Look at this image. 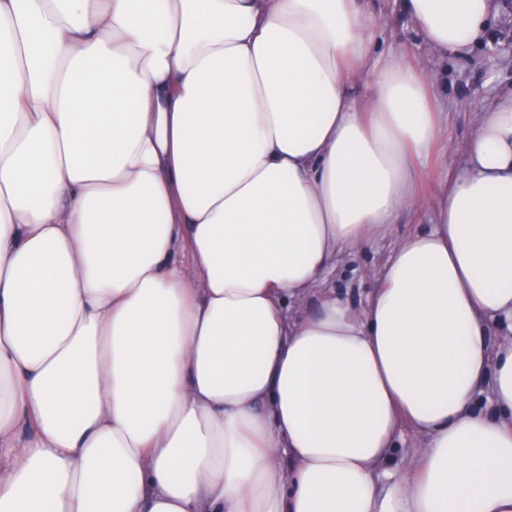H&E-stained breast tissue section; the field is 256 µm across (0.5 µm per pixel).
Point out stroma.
I'll list each match as a JSON object with an SVG mask.
<instances>
[{"label":"stroma","instance_id":"35a3bbf8","mask_svg":"<svg viewBox=\"0 0 512 512\" xmlns=\"http://www.w3.org/2000/svg\"><path fill=\"white\" fill-rule=\"evenodd\" d=\"M379 18L384 50L419 62L437 78L436 93L448 107V146L433 157L434 167L457 173L464 164L467 142L479 111L503 92L512 90V0H503L491 17L485 37L466 58L440 60L416 35L400 13L396 0H370ZM431 187L423 185L417 204L402 215L391 234L368 243L363 250L341 255L325 289L352 307H365L378 286L376 274L399 242L417 230L428 229Z\"/></svg>","mask_w":512,"mask_h":512}]
</instances>
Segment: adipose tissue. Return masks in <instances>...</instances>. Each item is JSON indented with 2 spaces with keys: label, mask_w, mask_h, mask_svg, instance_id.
Returning <instances> with one entry per match:
<instances>
[{
  "label": "adipose tissue",
  "mask_w": 512,
  "mask_h": 512,
  "mask_svg": "<svg viewBox=\"0 0 512 512\" xmlns=\"http://www.w3.org/2000/svg\"><path fill=\"white\" fill-rule=\"evenodd\" d=\"M399 8L444 58L494 4ZM378 25L0 0V512H512V93L448 176L433 75ZM425 180L368 306L317 292ZM423 444V436L414 432L406 424H401L397 440L398 451L392 463L394 465L402 464L409 457L414 448H421Z\"/></svg>",
  "instance_id": "obj_1"
}]
</instances>
